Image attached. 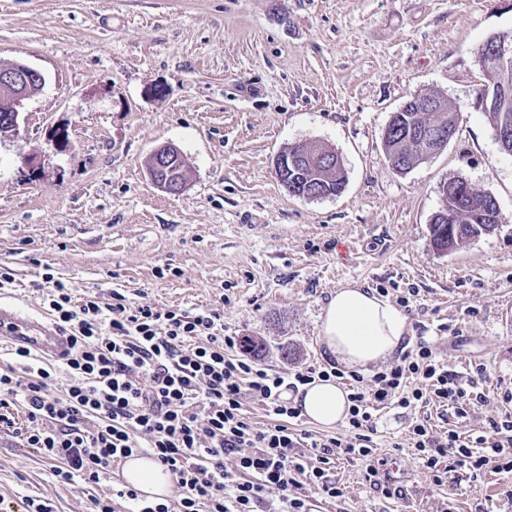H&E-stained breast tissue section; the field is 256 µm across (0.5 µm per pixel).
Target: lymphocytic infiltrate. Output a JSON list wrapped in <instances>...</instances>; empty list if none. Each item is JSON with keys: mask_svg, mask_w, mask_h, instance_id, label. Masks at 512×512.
<instances>
[{"mask_svg": "<svg viewBox=\"0 0 512 512\" xmlns=\"http://www.w3.org/2000/svg\"><path fill=\"white\" fill-rule=\"evenodd\" d=\"M43 279L54 286L50 311L73 337L74 353L64 362L69 384L57 395L50 372L31 351L16 349V362L0 365V430H12L64 484H99L141 453L166 467L174 483L173 503H152L125 487L91 496L89 512H113L116 498L125 512H255L269 497L278 512H311V494L343 495L325 473L338 450L364 461L374 489L398 498L401 488L379 475L385 464L375 442L379 410L413 409L426 397L447 406L473 401L458 372L421 341L377 372L368 388L358 373L334 365L280 374L250 356L246 337L225 334L219 310L191 315L133 306L118 292L106 302H77L51 273ZM320 379L347 387L351 406L342 434L322 438L301 429L302 412L285 397ZM247 398L263 404L271 419L266 428L245 414ZM17 408L22 418H15ZM493 429L498 438L491 443L454 431L441 442L418 422L409 436L434 479H441L446 460L475 475L493 458L511 474L512 415ZM301 446L313 458L298 454ZM230 455L231 468L224 464ZM304 483L309 493L301 492Z\"/></svg>", "mask_w": 512, "mask_h": 512, "instance_id": "obj_1", "label": "lymphocytic infiltrate"}]
</instances>
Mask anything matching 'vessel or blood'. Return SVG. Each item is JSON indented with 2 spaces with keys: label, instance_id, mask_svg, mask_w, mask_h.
<instances>
[{
  "label": "vessel or blood",
  "instance_id": "vessel-or-blood-1",
  "mask_svg": "<svg viewBox=\"0 0 512 512\" xmlns=\"http://www.w3.org/2000/svg\"><path fill=\"white\" fill-rule=\"evenodd\" d=\"M0 338L50 361L64 360L72 349L71 336L62 327L46 317L25 314L1 300Z\"/></svg>",
  "mask_w": 512,
  "mask_h": 512
}]
</instances>
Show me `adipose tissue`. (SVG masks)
<instances>
[{
	"label": "adipose tissue",
	"instance_id": "obj_1",
	"mask_svg": "<svg viewBox=\"0 0 512 512\" xmlns=\"http://www.w3.org/2000/svg\"><path fill=\"white\" fill-rule=\"evenodd\" d=\"M406 332L407 318L396 306L363 288L348 287L336 291L325 305L318 337L337 362L365 368L391 360ZM294 402L311 422L326 429L344 422L349 408L346 390L332 381L300 388ZM122 478L157 502L172 492L170 473L149 457L128 459Z\"/></svg>",
	"mask_w": 512,
	"mask_h": 512
}]
</instances>
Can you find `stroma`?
Listing matches in <instances>:
<instances>
[{
    "instance_id": "stroma-1",
    "label": "stroma",
    "mask_w": 512,
    "mask_h": 512,
    "mask_svg": "<svg viewBox=\"0 0 512 512\" xmlns=\"http://www.w3.org/2000/svg\"><path fill=\"white\" fill-rule=\"evenodd\" d=\"M502 32L512 0H0V64L46 77L18 134L0 138V264L14 273L0 296L46 313L48 265L78 300L116 290L217 309L225 334L262 341L261 362L290 373L325 363L320 315L336 290L384 289L404 306V346L426 340L484 398L463 418L382 410L378 454L403 498L339 454L329 475L343 495L313 512H512L511 476L489 467L473 483L457 468L438 486L409 446L418 421L440 441L452 429L493 441L491 420L512 413V155L476 105L479 51ZM425 91L457 106V131L395 172L384 129ZM300 142L341 155V194L279 182L275 157ZM164 145L188 166L177 195L148 173ZM454 176L493 196L499 220L442 255L430 224ZM28 496L86 512L85 491L0 431V512Z\"/></svg>"
}]
</instances>
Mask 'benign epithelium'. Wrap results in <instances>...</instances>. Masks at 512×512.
Segmentation results:
<instances>
[{
    "instance_id": "benign-epithelium-1",
    "label": "benign epithelium",
    "mask_w": 512,
    "mask_h": 512,
    "mask_svg": "<svg viewBox=\"0 0 512 512\" xmlns=\"http://www.w3.org/2000/svg\"><path fill=\"white\" fill-rule=\"evenodd\" d=\"M45 84L43 73L24 62H13L0 68V95L6 98L5 113L0 116V136L17 133L24 101L35 97ZM424 147L423 159H428L448 146L452 137L447 126L426 125L416 132ZM320 154L315 143H298L291 150L283 152L275 158L274 169L282 185H288V170L295 166V161L309 154ZM183 157L174 148H160L154 153L153 164L149 167L152 181L162 190L178 194L183 191L186 183V172L180 168ZM172 169L171 175L162 176L164 166Z\"/></svg>"
}]
</instances>
